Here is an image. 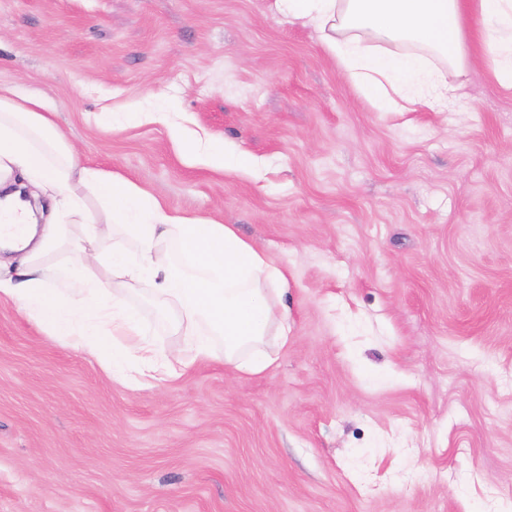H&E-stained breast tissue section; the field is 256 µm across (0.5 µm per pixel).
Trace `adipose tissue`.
<instances>
[{
    "label": "adipose tissue",
    "instance_id": "adipose-tissue-1",
    "mask_svg": "<svg viewBox=\"0 0 512 512\" xmlns=\"http://www.w3.org/2000/svg\"><path fill=\"white\" fill-rule=\"evenodd\" d=\"M279 12L322 31L321 46L387 112L442 111L465 102L439 60L463 66L468 26L512 88V0H275ZM403 45L383 55L376 42ZM117 234L133 248L94 245ZM0 246L22 254L15 278L0 279L47 335L93 357L131 388L178 379L222 359L240 375L275 362L268 336L288 344V270L242 239L233 225L170 210L127 177L81 164L44 99L0 87ZM104 265L108 280L93 273ZM147 278L156 298L179 310L181 351L162 355L139 314L116 290Z\"/></svg>",
    "mask_w": 512,
    "mask_h": 512
}]
</instances>
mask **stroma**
Here are the masks:
<instances>
[{"mask_svg":"<svg viewBox=\"0 0 512 512\" xmlns=\"http://www.w3.org/2000/svg\"><path fill=\"white\" fill-rule=\"evenodd\" d=\"M272 5L0 0V86L287 267L291 325L265 374L133 389L0 296V512H512V88L473 31L465 107L381 111Z\"/></svg>","mask_w":512,"mask_h":512,"instance_id":"1","label":"stroma"}]
</instances>
